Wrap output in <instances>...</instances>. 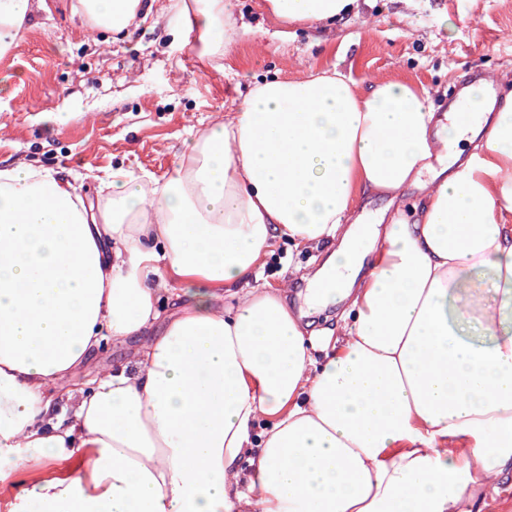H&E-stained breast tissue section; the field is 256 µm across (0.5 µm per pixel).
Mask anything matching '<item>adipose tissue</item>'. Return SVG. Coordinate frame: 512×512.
<instances>
[{
  "label": "adipose tissue",
  "mask_w": 512,
  "mask_h": 512,
  "mask_svg": "<svg viewBox=\"0 0 512 512\" xmlns=\"http://www.w3.org/2000/svg\"><path fill=\"white\" fill-rule=\"evenodd\" d=\"M44 7L0 0V58ZM260 7L369 23L358 0ZM71 10L117 36L179 19L209 60L245 32L235 0ZM486 86L444 117L408 81L266 78L170 174L113 168L96 202L0 164V475L83 460L10 512H481L512 478V101L481 111ZM367 193L384 227L356 217ZM283 238L338 241L307 294L335 326L310 329L290 280L252 286ZM127 340L131 363L75 384Z\"/></svg>",
  "instance_id": "obj_1"
}]
</instances>
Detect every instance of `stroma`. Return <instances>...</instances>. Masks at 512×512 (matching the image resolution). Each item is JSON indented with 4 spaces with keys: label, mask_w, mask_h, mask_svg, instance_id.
<instances>
[{
    "label": "stroma",
    "mask_w": 512,
    "mask_h": 512,
    "mask_svg": "<svg viewBox=\"0 0 512 512\" xmlns=\"http://www.w3.org/2000/svg\"><path fill=\"white\" fill-rule=\"evenodd\" d=\"M13 51L0 58V160H38L89 198L115 167L157 176L171 171L196 131L223 117L255 80L337 69L354 80H408L433 89L435 105L461 80L493 76L512 91V0H363L374 19L315 33L280 35L257 0H237L252 28L209 64L193 34L141 23L125 39L90 33L69 0H48ZM332 250L279 241L257 270L277 282L318 265Z\"/></svg>",
    "instance_id": "35a3bbf8"
}]
</instances>
